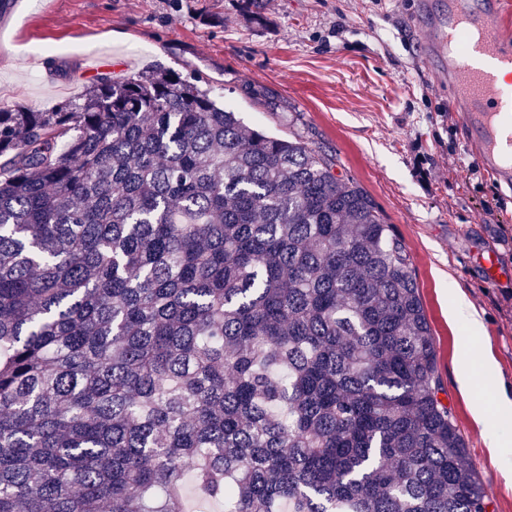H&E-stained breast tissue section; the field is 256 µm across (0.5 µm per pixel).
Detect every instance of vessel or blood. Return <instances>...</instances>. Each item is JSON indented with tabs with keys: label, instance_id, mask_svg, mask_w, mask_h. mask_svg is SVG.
I'll use <instances>...</instances> for the list:
<instances>
[{
	"label": "vessel or blood",
	"instance_id": "vessel-or-blood-1",
	"mask_svg": "<svg viewBox=\"0 0 512 512\" xmlns=\"http://www.w3.org/2000/svg\"><path fill=\"white\" fill-rule=\"evenodd\" d=\"M417 24L429 26L431 55L452 90L449 107L468 134L478 165L499 184L512 187V118L500 103L512 100V0H445L440 12L422 8Z\"/></svg>",
	"mask_w": 512,
	"mask_h": 512
}]
</instances>
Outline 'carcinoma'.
<instances>
[{
	"instance_id": "carcinoma-1",
	"label": "carcinoma",
	"mask_w": 512,
	"mask_h": 512,
	"mask_svg": "<svg viewBox=\"0 0 512 512\" xmlns=\"http://www.w3.org/2000/svg\"><path fill=\"white\" fill-rule=\"evenodd\" d=\"M336 166L165 67L0 108V512H489Z\"/></svg>"
}]
</instances>
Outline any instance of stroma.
Instances as JSON below:
<instances>
[{"instance_id":"1","label":"stroma","mask_w":512,"mask_h":512,"mask_svg":"<svg viewBox=\"0 0 512 512\" xmlns=\"http://www.w3.org/2000/svg\"><path fill=\"white\" fill-rule=\"evenodd\" d=\"M0 16V102L49 110L79 96L100 69L123 78L163 65L196 75L250 126L336 156L337 174L377 202L404 244L431 328L441 399L451 409L490 502L512 512V486L488 461L476 404L512 393V189L484 173L455 116L451 92L426 59L420 0H56ZM265 89L279 116L247 94ZM495 253L488 275L482 259ZM460 293L485 331L469 340L448 307ZM471 352L463 354L462 340ZM489 355L492 369L480 367ZM476 365L472 393L456 374Z\"/></svg>"}]
</instances>
